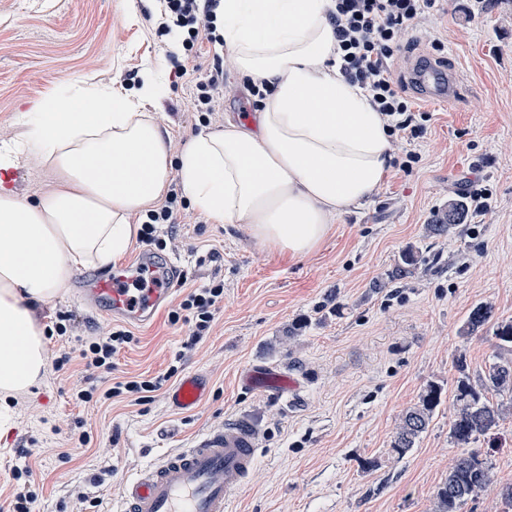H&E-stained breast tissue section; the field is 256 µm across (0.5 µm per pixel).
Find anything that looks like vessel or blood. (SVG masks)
Returning <instances> with one entry per match:
<instances>
[{
    "label": "vessel or blood",
    "instance_id": "vessel-or-blood-1",
    "mask_svg": "<svg viewBox=\"0 0 512 512\" xmlns=\"http://www.w3.org/2000/svg\"><path fill=\"white\" fill-rule=\"evenodd\" d=\"M414 85L428 98L450 99L460 83L457 73L439 65L419 66ZM178 277L174 261L158 262L153 252L140 251L127 266L111 274L80 278L76 291L96 314L130 324L151 323L165 306ZM244 386L258 391L293 395L301 383L271 365L250 366L240 375ZM208 392L201 374H187L168 394L178 410L199 408ZM259 448L250 419L226 421L199 439L149 465L118 489L120 512H230L247 486Z\"/></svg>",
    "mask_w": 512,
    "mask_h": 512
}]
</instances>
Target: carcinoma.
<instances>
[{"label": "carcinoma", "mask_w": 512, "mask_h": 512, "mask_svg": "<svg viewBox=\"0 0 512 512\" xmlns=\"http://www.w3.org/2000/svg\"><path fill=\"white\" fill-rule=\"evenodd\" d=\"M467 214V203L461 199H450L426 230L432 236H443L448 233L450 226L463 223ZM424 262L425 257L409 249L402 257V264L396 267L394 276L402 278L409 273V268ZM493 317V306L479 303L471 309L459 330L463 337L479 332L492 335L498 354L484 375L476 381L465 373L464 360H457L460 377L455 388V401L458 409L450 424L449 434L462 452L448 471V477L434 492L433 512H458L465 501L476 497L493 480L492 466L488 461L478 452L467 449L478 436L490 435L498 427L502 412L490 400L489 394H512V358L502 356L504 351L512 352V322H495ZM440 402L441 387L434 382L428 384L418 403L402 417L392 441V448L397 454L403 455L414 447Z\"/></svg>", "instance_id": "carcinoma-1"}]
</instances>
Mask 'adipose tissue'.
Returning <instances> with one entry per match:
<instances>
[{
  "mask_svg": "<svg viewBox=\"0 0 512 512\" xmlns=\"http://www.w3.org/2000/svg\"><path fill=\"white\" fill-rule=\"evenodd\" d=\"M332 0H224L219 34L243 78L270 93L252 125L200 130L171 155L147 104L169 92L161 66L135 94L99 85L21 113L24 141L0 144V393L34 386L46 369L32 303H46L88 265L129 249L133 215L159 202L178 171L213 224H242L279 252L303 257L334 219L380 187L394 158L385 117L337 65ZM53 163L64 186L28 200L8 171Z\"/></svg>",
  "mask_w": 512,
  "mask_h": 512,
  "instance_id": "obj_1",
  "label": "adipose tissue"
}]
</instances>
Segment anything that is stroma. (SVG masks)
<instances>
[{
  "label": "stroma",
  "mask_w": 512,
  "mask_h": 512,
  "mask_svg": "<svg viewBox=\"0 0 512 512\" xmlns=\"http://www.w3.org/2000/svg\"><path fill=\"white\" fill-rule=\"evenodd\" d=\"M469 0H446L421 23L394 64L404 77L409 59L433 54L459 72L462 91L452 100L412 96L425 118L420 138L396 140L397 160L372 198L335 219L323 243L296 259L263 245L241 224H211L193 207L175 226L183 286L175 288L154 324L133 326L135 342L115 360L122 380L165 373L193 331L170 323L168 312L187 289L213 274L224 279V300L207 336L186 352L181 373L210 380L203 406L177 410L167 390L145 402L118 397L77 403L71 388L85 372L74 356L76 337L111 330L86 311L73 288L31 307L43 331L50 364L44 377L13 404L0 402L9 422L0 427V512H7L16 451L32 449V512H71L70 491L91 500L85 512H113L121 482L161 456L240 416L253 420L260 448L254 474L232 512H432V496L458 457L448 437L457 405V359L471 378L483 375L497 349L488 334L461 337L472 306L489 303L496 319L512 320V0H483L479 16ZM159 0H48L40 9L0 0V140L19 141L20 112L64 89L97 82L135 91L147 64H162L170 92L149 105L169 151L179 155L201 128L252 123L260 103L215 43L168 55L166 40L148 22ZM223 63L232 93L210 123H202L191 86ZM186 75H178V67ZM415 152L418 163L399 162ZM16 192L33 199L55 187L53 172L37 161L13 169ZM466 197L468 216L447 235L425 231L449 199ZM217 247V259L199 252ZM430 256L400 280L391 271L406 249ZM74 315L76 334H58L61 315ZM71 353L63 369L54 363ZM254 364L300 376L295 396L252 391L238 380ZM441 403L413 448L391 445L403 414L429 383ZM504 407L497 442L475 444L493 467L494 483L460 512H504L501 492L512 486V397ZM88 432L85 446L69 436Z\"/></svg>",
  "instance_id": "obj_1"
}]
</instances>
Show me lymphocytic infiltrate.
<instances>
[{"instance_id":"obj_1","label":"lymphocytic infiltrate","mask_w":512,"mask_h":512,"mask_svg":"<svg viewBox=\"0 0 512 512\" xmlns=\"http://www.w3.org/2000/svg\"><path fill=\"white\" fill-rule=\"evenodd\" d=\"M164 19L159 31L178 32L184 50H193L200 39L216 40L221 22L222 0H163ZM442 0H334L328 14L340 49L342 76L364 90L376 111L390 122V130L415 139L422 132L416 122L412 104L392 74V60L400 52L402 42L414 27L432 12L441 10ZM182 207L177 189H170L164 202L147 210L139 229L141 242L165 249L172 226ZM224 298V281L215 277L191 289L178 308L169 313L171 322H192L193 340H200L209 331ZM134 340L129 330L113 328L108 335L81 342L79 356L88 377L72 393L75 402H88L94 397L111 399L121 395L142 396L159 391L170 376L178 371L170 366L166 374L149 379L118 381L108 389H100L101 375L111 373L114 359Z\"/></svg>"}]
</instances>
